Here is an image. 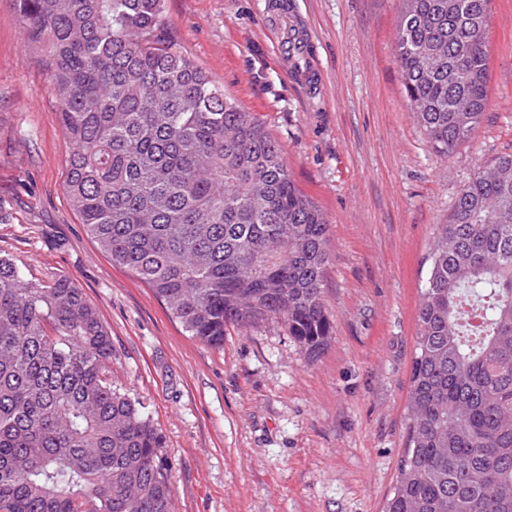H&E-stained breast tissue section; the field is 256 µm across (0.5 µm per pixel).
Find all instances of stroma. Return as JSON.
<instances>
[{"label": "stroma", "instance_id": "1", "mask_svg": "<svg viewBox=\"0 0 512 512\" xmlns=\"http://www.w3.org/2000/svg\"><path fill=\"white\" fill-rule=\"evenodd\" d=\"M164 14L327 217V345L308 355L277 320L203 343L97 248L65 196L70 145L13 0H0V257L28 282L73 279L96 307L113 382L164 436L175 512H385L434 227L512 154V0L491 4L484 119L445 157L404 97L399 0H164Z\"/></svg>", "mask_w": 512, "mask_h": 512}]
</instances>
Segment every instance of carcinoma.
I'll list each match as a JSON object with an SVG mask.
<instances>
[{
    "label": "carcinoma",
    "mask_w": 512,
    "mask_h": 512,
    "mask_svg": "<svg viewBox=\"0 0 512 512\" xmlns=\"http://www.w3.org/2000/svg\"><path fill=\"white\" fill-rule=\"evenodd\" d=\"M14 2L71 147L67 199L112 263L201 342L275 319L319 353L326 215L182 52L164 0ZM491 3L401 0L404 95L442 157L488 107ZM113 357L75 282H27L0 257V512H174L164 436L112 384ZM408 410L387 512H512V154L435 227Z\"/></svg>",
    "instance_id": "obj_1"
}]
</instances>
